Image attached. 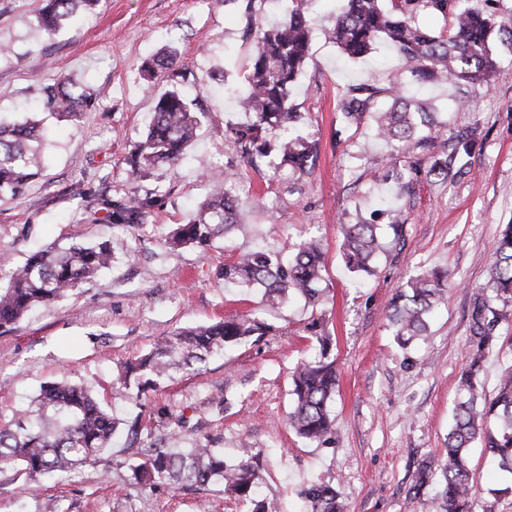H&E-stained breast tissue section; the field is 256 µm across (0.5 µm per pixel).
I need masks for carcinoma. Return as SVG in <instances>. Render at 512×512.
Listing matches in <instances>:
<instances>
[{"instance_id": "1", "label": "carcinoma", "mask_w": 512, "mask_h": 512, "mask_svg": "<svg viewBox=\"0 0 512 512\" xmlns=\"http://www.w3.org/2000/svg\"><path fill=\"white\" fill-rule=\"evenodd\" d=\"M98 0H44L38 23L49 35L81 6L93 7ZM303 2L297 0L288 16L266 28L248 13V23L256 28L251 66L245 75L247 90L238 97L241 110L250 119L227 126L224 134L238 146L244 167L257 169L262 163L285 168L293 176L310 173L315 147L290 134L301 113L289 104L293 84L302 74L310 55L311 21ZM465 0H343L330 37L342 54L357 59L384 40L428 81L466 82L484 85L497 72L500 55L497 45L512 49V15L499 18ZM430 11L451 17L452 25L440 32L417 23V15ZM178 64V54L167 51L152 56L141 65L147 79ZM385 94L392 108L382 111L378 98ZM155 105L145 138L135 146L129 161L127 180L138 183L158 165H175L183 160L198 136L205 112L187 102L180 89L171 87L154 95ZM90 96L60 78L45 88L44 108L60 117L76 120L91 105ZM341 122L358 127L365 116L372 119L376 137L387 143L386 177L396 187H407L420 175L448 176V161L470 156L476 130L451 137L449 160L436 161L424 171L410 161L400 163L421 146L443 136L447 124L428 100L406 97L396 85L385 89L350 86L336 102ZM41 122L26 118L21 122L0 115V197H18L43 169ZM218 192L201 203L184 224L168 239L171 247L191 245L204 252L238 224L239 202L234 189L239 173L222 171L203 175ZM158 195L132 191L121 200L101 196L106 217L114 224L138 227L146 223ZM343 260L357 276L374 273L373 262L384 250L378 225L362 222L343 225ZM112 263V247L72 244L51 246L32 252L15 268L7 287L0 288V333L11 330L34 306L48 305L65 297ZM325 271L324 252L317 240L302 243L298 252L284 259L264 250L244 253L224 264L220 277L261 292L259 306L275 309L291 294L307 303L318 301V284ZM447 273L434 270L406 284V290L391 298L389 319L394 340L407 347L427 335L428 315L447 288ZM490 292L474 294L470 314V342L466 366L461 372L454 424L448 432L445 453L418 468L413 490L433 483L439 485V512H473L471 468L468 448L479 441L499 464L512 470V365L499 378L490 397L479 382L486 355L498 341L501 324L512 321V224H507L495 243V262L489 274ZM308 329L319 345L317 357L297 366L292 376L294 399L290 424L297 435L318 443L329 441L334 420L329 409L336 392V360L329 357L331 339L322 323ZM270 326L258 310L246 311L216 323L181 329L157 343L147 354L127 361L118 375L120 394L131 396V382L137 392L154 388L176 371H186L221 354L228 345L253 336L262 337ZM495 420L490 429L487 423ZM118 421L95 399L90 388L66 381L41 386L30 406L0 426V471L17 470L30 481L28 491L38 490L44 475L70 470L96 460L112 445ZM141 460L132 468L135 483L143 488L166 484L172 488L224 485V492L250 505V512H276L274 505L254 497L260 463L247 453L236 462L206 443L192 448L150 446L140 451ZM298 495L305 512H344L336 488L326 482L304 485Z\"/></svg>"}]
</instances>
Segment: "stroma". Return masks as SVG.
Here are the masks:
<instances>
[{
    "instance_id": "obj_1",
    "label": "stroma",
    "mask_w": 512,
    "mask_h": 512,
    "mask_svg": "<svg viewBox=\"0 0 512 512\" xmlns=\"http://www.w3.org/2000/svg\"><path fill=\"white\" fill-rule=\"evenodd\" d=\"M249 3L266 25L283 21L292 6L291 0H101L50 37L38 23L42 0H0V45L10 48L0 56V114L24 119L44 87L62 76L93 100L77 122L47 117L44 171L19 198L0 200V254L19 265L32 250L55 244L108 241L115 252L109 269L0 334V416L11 419L43 383L65 377L90 386L115 417L143 421L138 440L119 430L95 462L43 478L39 495L27 494L25 476L0 473V512H42L47 498L62 512H247L220 484L145 493L133 483L141 444L190 448L204 439L229 462L245 446L259 453V493L280 512H298L299 489L318 480L336 485L346 512H438L434 487L416 498L411 488L421 462L446 446L472 296L489 279L501 226L512 224V54L486 86L421 84L386 46L346 59L326 36L340 0H306L310 57L290 102L304 117L301 134L317 148L311 174L297 180L265 166L247 171L238 186V224L208 253L171 249L166 238L210 192L201 174L241 166L224 127L247 120L226 90L241 85L250 63ZM166 48L177 51L185 70L159 77V88L178 86L207 117L177 166L150 169L140 180V192L162 193L147 223L113 224L80 192L91 186L115 199L128 192L126 160L154 106L140 66ZM356 84L400 86L432 99L450 129L479 126L467 165L447 181L424 178L403 193L384 185L385 146L369 126L345 127L336 112L338 95ZM468 98L471 110H458L457 100ZM386 207L401 210L404 237L377 258L373 276L355 280L342 259V227ZM310 237L325 252L318 302L294 298L263 312L271 330L260 341L160 381L148 391L146 408L116 395L113 383L126 359L177 329L232 317L258 301V290L218 279L220 266L249 249L288 258ZM434 269L448 273L444 300L428 335L401 349L389 301L409 278ZM315 319L332 338L339 372L335 433L321 446L288 426L291 373L314 351L308 326ZM217 393L219 406L211 401ZM169 412L183 415L182 427L168 423ZM470 464L474 512H512V473L478 442Z\"/></svg>"
}]
</instances>
